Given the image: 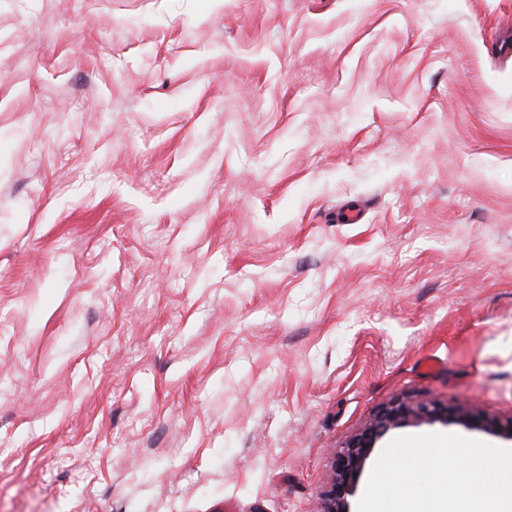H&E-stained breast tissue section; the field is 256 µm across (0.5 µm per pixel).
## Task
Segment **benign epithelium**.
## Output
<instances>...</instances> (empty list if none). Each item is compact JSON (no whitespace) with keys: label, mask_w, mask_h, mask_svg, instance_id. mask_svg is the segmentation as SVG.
<instances>
[{"label":"benign epithelium","mask_w":512,"mask_h":512,"mask_svg":"<svg viewBox=\"0 0 512 512\" xmlns=\"http://www.w3.org/2000/svg\"><path fill=\"white\" fill-rule=\"evenodd\" d=\"M462 426L512 440V421L502 423L462 405L414 404L397 400L381 410L366 427L334 458L333 481L323 500L321 512H342L366 460L377 443L391 430L409 423Z\"/></svg>","instance_id":"1"}]
</instances>
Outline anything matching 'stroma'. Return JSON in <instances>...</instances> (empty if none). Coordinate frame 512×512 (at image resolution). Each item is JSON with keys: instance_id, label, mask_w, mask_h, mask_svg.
<instances>
[{"instance_id": "1", "label": "stroma", "mask_w": 512, "mask_h": 512, "mask_svg": "<svg viewBox=\"0 0 512 512\" xmlns=\"http://www.w3.org/2000/svg\"><path fill=\"white\" fill-rule=\"evenodd\" d=\"M508 41L512 0H0V512H320L395 400L512 421Z\"/></svg>"}]
</instances>
